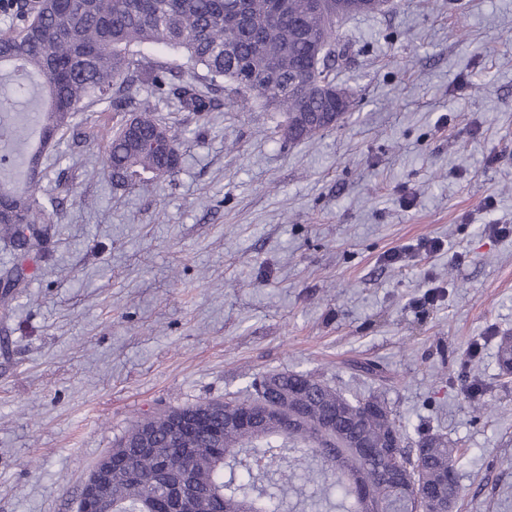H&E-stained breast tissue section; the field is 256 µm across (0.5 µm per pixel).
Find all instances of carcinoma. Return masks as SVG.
I'll return each instance as SVG.
<instances>
[{
    "instance_id": "carcinoma-1",
    "label": "carcinoma",
    "mask_w": 512,
    "mask_h": 512,
    "mask_svg": "<svg viewBox=\"0 0 512 512\" xmlns=\"http://www.w3.org/2000/svg\"><path fill=\"white\" fill-rule=\"evenodd\" d=\"M367 14L361 0H38L34 16L0 33L7 82L29 93L41 80L39 105L0 102V169L13 165L26 177L19 187L0 175V232L23 258L41 250L46 227L63 207L41 188L42 151L94 101L129 113L107 144L104 167L112 185L145 188L178 172L185 141L136 99L137 90L147 87L156 99L173 96L200 118L214 109V99L189 79L175 83L173 68L144 61L135 48L184 53L190 69L202 67L213 83L227 82L284 113L282 137L296 141L323 131L312 113L334 107L319 83L336 87L330 72L338 23ZM28 126L39 130L40 143L24 152L17 141ZM498 365L501 375H512V336L500 340ZM280 378L266 402L273 406L288 395L305 408L289 431L270 420L224 426V417L256 394L181 408L194 415L183 433L172 430L169 410L133 421L112 445V512H278L288 485L312 480L310 470L300 468L304 459L320 461L324 482L340 495L309 500L296 489L316 512H442L448 495L460 498L459 484L442 486L448 470H458L457 450L437 436L406 447V426L381 396L350 399L304 372ZM338 404L344 416L329 436L343 458L339 466L322 448L317 426ZM146 425L153 454L136 457L130 444ZM393 433L398 462L415 477L402 487L387 481L389 462L380 454ZM350 436L373 446L375 455L346 447Z\"/></svg>"
}]
</instances>
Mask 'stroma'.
<instances>
[{
  "label": "stroma",
  "instance_id": "obj_1",
  "mask_svg": "<svg viewBox=\"0 0 512 512\" xmlns=\"http://www.w3.org/2000/svg\"><path fill=\"white\" fill-rule=\"evenodd\" d=\"M339 37L353 107L312 139L227 89L205 124L156 102L191 140L149 191L104 172L109 102L47 155L58 226L0 308V512H77L130 419L288 371L382 391L410 442L458 449L455 512H512V235L487 230L512 225V0H394Z\"/></svg>",
  "mask_w": 512,
  "mask_h": 512
}]
</instances>
